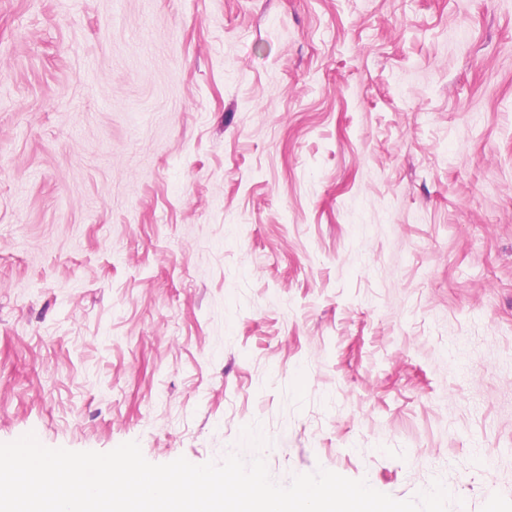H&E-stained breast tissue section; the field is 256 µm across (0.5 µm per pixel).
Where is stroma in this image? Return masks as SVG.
Instances as JSON below:
<instances>
[{
  "label": "stroma",
  "instance_id": "obj_1",
  "mask_svg": "<svg viewBox=\"0 0 512 512\" xmlns=\"http://www.w3.org/2000/svg\"><path fill=\"white\" fill-rule=\"evenodd\" d=\"M32 427L512 512V0H0Z\"/></svg>",
  "mask_w": 512,
  "mask_h": 512
}]
</instances>
